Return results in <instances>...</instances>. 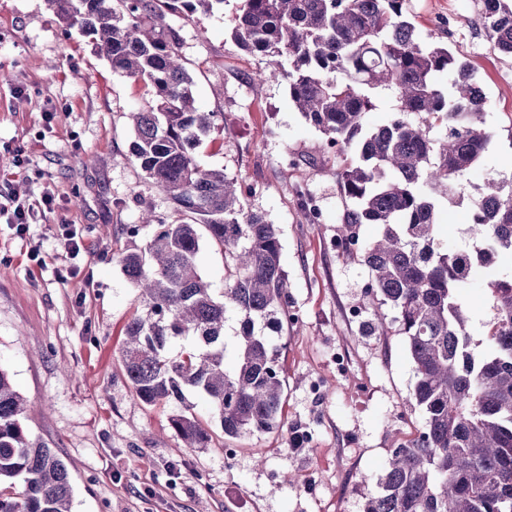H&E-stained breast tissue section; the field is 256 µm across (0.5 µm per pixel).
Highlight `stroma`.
I'll return each mask as SVG.
<instances>
[{
	"instance_id": "1",
	"label": "stroma",
	"mask_w": 512,
	"mask_h": 512,
	"mask_svg": "<svg viewBox=\"0 0 512 512\" xmlns=\"http://www.w3.org/2000/svg\"><path fill=\"white\" fill-rule=\"evenodd\" d=\"M238 4L166 21L183 39L198 109L223 117L197 162L242 181L248 209L279 230L298 317L280 338L287 428L233 441L217 428L208 447L188 448L170 426L171 408L138 400L120 362L124 328L144 307L119 259L151 234L141 227L132 238L124 227L139 224L146 202L175 217L131 156L129 114L146 90L113 74L93 39L48 0H0V180L20 198L46 188L57 200L24 234L0 224V368L28 403L32 438L65 462L72 512H363L391 449L424 427L404 336L373 335L351 316L373 305L362 254L377 228L361 225L350 251L335 246L347 158L298 112L284 80L254 81L266 61L230 39ZM482 7L407 4L423 41L440 40L470 63L487 97L481 126L494 148L464 176L469 195L489 178L512 184V56L494 48ZM17 140L30 157L22 170L6 149ZM301 192L318 222L299 208ZM67 226L87 252L68 254ZM459 301L482 357L491 349V294L478 278ZM293 431L304 435L300 446L289 441Z\"/></svg>"
}]
</instances>
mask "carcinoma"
I'll list each match as a JSON object with an SVG mask.
<instances>
[{"instance_id": "obj_1", "label": "carcinoma", "mask_w": 512, "mask_h": 512, "mask_svg": "<svg viewBox=\"0 0 512 512\" xmlns=\"http://www.w3.org/2000/svg\"><path fill=\"white\" fill-rule=\"evenodd\" d=\"M69 27L95 37L112 72L147 88L131 113V154L177 206L166 222L148 207L146 246L121 257L145 315L126 325L124 376L148 406H172L171 427L188 448H204L209 428L187 395L208 400L224 436L240 439L285 424L286 383L279 338L296 318L276 225L244 207V190L222 170L203 169L194 150L219 129L216 112L195 107L179 31L166 24L176 4L191 16L224 0H49ZM483 25L512 55V0H483ZM407 0H240L234 44L269 61L258 80L284 79L289 98L325 137L352 153L339 173L352 205L336 248L379 226L363 251L368 289L378 301L366 328L406 337L414 395L425 412L420 437L391 451L363 512H512V185L494 182L471 201L470 250L437 241L439 198H463L462 177L492 150L478 129L485 94L448 47L420 40ZM448 78L449 89L441 85ZM398 112L365 129L376 94ZM435 128L445 130L432 136ZM224 254L228 277L217 293L197 267L202 238ZM485 275L494 317L490 353L477 360L458 290ZM236 365H224L227 349ZM26 401L0 368V512H71L62 459L23 425Z\"/></svg>"}]
</instances>
